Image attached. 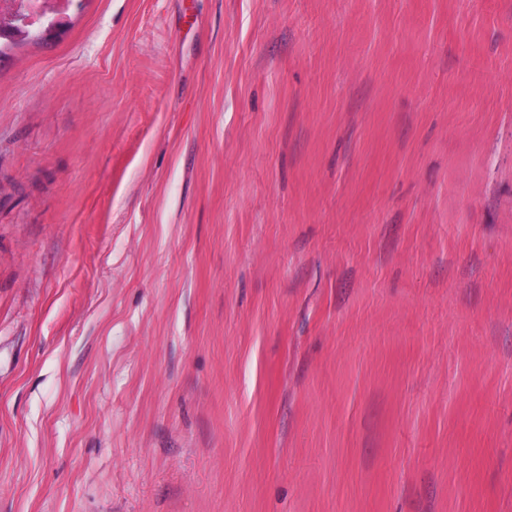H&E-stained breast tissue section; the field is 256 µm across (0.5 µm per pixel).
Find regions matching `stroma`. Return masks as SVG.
Returning a JSON list of instances; mask_svg holds the SVG:
<instances>
[{
    "label": "stroma",
    "instance_id": "35a3bbf8",
    "mask_svg": "<svg viewBox=\"0 0 512 512\" xmlns=\"http://www.w3.org/2000/svg\"><path fill=\"white\" fill-rule=\"evenodd\" d=\"M0 60V512H512V0H71Z\"/></svg>",
    "mask_w": 512,
    "mask_h": 512
}]
</instances>
